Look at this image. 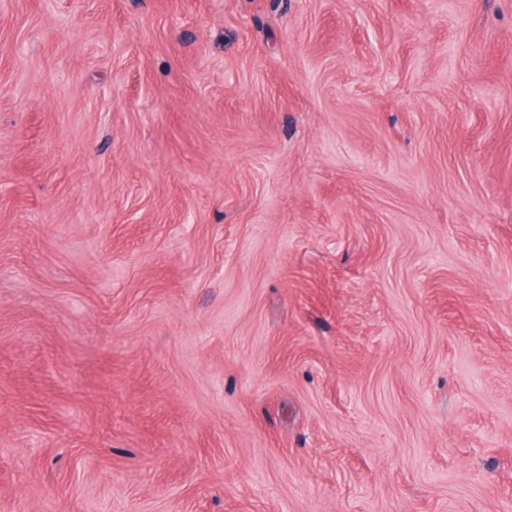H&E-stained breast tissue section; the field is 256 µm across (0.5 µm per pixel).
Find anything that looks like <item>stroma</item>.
Instances as JSON below:
<instances>
[{
  "label": "stroma",
  "instance_id": "35a3bbf8",
  "mask_svg": "<svg viewBox=\"0 0 512 512\" xmlns=\"http://www.w3.org/2000/svg\"><path fill=\"white\" fill-rule=\"evenodd\" d=\"M0 512H512V0H0Z\"/></svg>",
  "mask_w": 512,
  "mask_h": 512
}]
</instances>
